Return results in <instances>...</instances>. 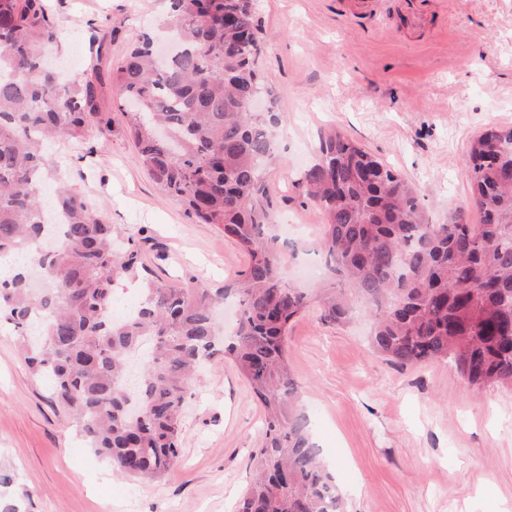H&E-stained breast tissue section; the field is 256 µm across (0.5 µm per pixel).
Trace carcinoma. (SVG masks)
<instances>
[{"instance_id":"cac0c4a2","label":"carcinoma","mask_w":512,"mask_h":512,"mask_svg":"<svg viewBox=\"0 0 512 512\" xmlns=\"http://www.w3.org/2000/svg\"><path fill=\"white\" fill-rule=\"evenodd\" d=\"M172 54L144 36L112 71L126 131L155 183L185 213L224 232L248 256L233 284L151 277L140 243L118 250L112 225L67 182L48 152L81 139L101 116L93 78L43 70L61 33L46 0H0V256L28 262L0 280V325L19 337L33 373L52 383L82 439L112 469L163 480L177 465L194 375L222 353L264 411V438L236 512H346L345 495L311 439L288 364L291 324L313 307L343 323L357 304L372 319L370 347L398 366L452 363L470 385L512 387V129L470 146L472 204L433 224L418 193L344 133L320 134L318 159L300 179L321 211L326 276L307 293L290 284L264 172L279 113L246 112L265 92L253 0H170ZM60 212L62 242L46 240L43 190ZM142 285L127 320L112 319L116 286ZM240 311L224 334L217 311Z\"/></svg>"}]
</instances>
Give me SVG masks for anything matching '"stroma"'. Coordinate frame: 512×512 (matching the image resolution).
<instances>
[{"instance_id":"35a3bbf8","label":"stroma","mask_w":512,"mask_h":512,"mask_svg":"<svg viewBox=\"0 0 512 512\" xmlns=\"http://www.w3.org/2000/svg\"><path fill=\"white\" fill-rule=\"evenodd\" d=\"M71 78L108 75L169 0H51ZM260 64L282 122L267 170L285 270L323 262V216L298 181L320 132L342 130L412 182L432 223L460 205L464 157L485 130L512 128V0H428L422 25L408 0H383L376 18L352 0H258ZM115 86L100 88L111 130L53 145L58 165L123 239H145L156 277L213 286L248 258L212 225L189 218L143 167L125 132ZM370 318L323 321L312 311L288 331V363L312 437L346 492L348 512H512V389L468 385L445 362L399 367L368 347ZM263 438L261 408L231 362L211 359L189 397L180 459L165 481H133L92 451L68 413L0 329V470L20 512H234Z\"/></svg>"}]
</instances>
